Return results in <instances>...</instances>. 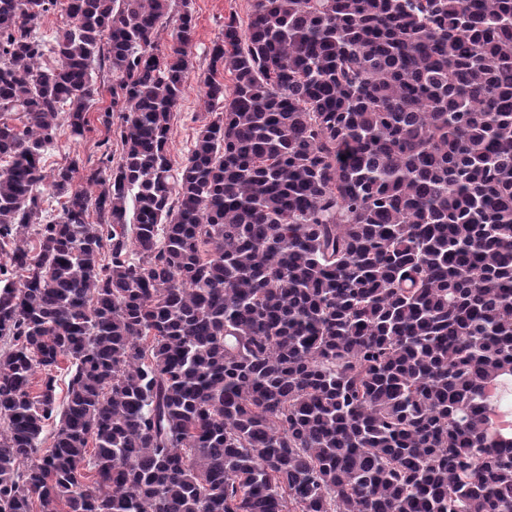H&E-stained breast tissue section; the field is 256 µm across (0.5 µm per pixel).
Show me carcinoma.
I'll return each mask as SVG.
<instances>
[{"mask_svg": "<svg viewBox=\"0 0 512 512\" xmlns=\"http://www.w3.org/2000/svg\"><path fill=\"white\" fill-rule=\"evenodd\" d=\"M194 37L189 0H0V512H512V0H253L176 167ZM105 65L94 196L43 155Z\"/></svg>", "mask_w": 512, "mask_h": 512, "instance_id": "carcinoma-1", "label": "carcinoma"}]
</instances>
